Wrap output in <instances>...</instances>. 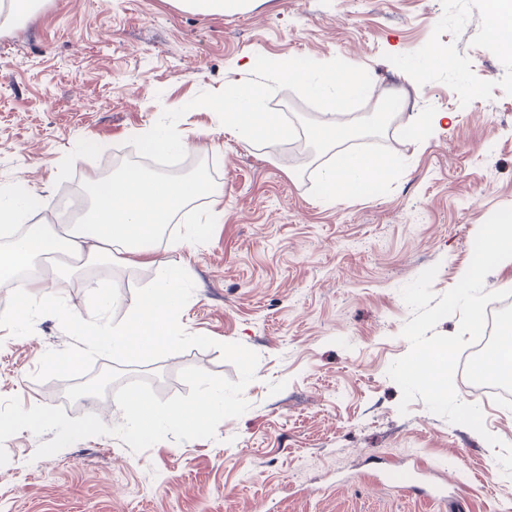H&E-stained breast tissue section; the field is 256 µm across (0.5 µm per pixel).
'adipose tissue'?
I'll return each instance as SVG.
<instances>
[{
    "label": "adipose tissue",
    "mask_w": 512,
    "mask_h": 512,
    "mask_svg": "<svg viewBox=\"0 0 512 512\" xmlns=\"http://www.w3.org/2000/svg\"><path fill=\"white\" fill-rule=\"evenodd\" d=\"M207 190V184L197 177L171 181L136 169L106 181L96 179L91 183L88 222L64 233L54 224H23L27 199L1 191L0 222L20 223L24 230L0 250V271L59 251L77 256L116 252L128 264H142L173 215Z\"/></svg>",
    "instance_id": "obj_1"
}]
</instances>
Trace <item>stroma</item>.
<instances>
[{
    "label": "stroma",
    "instance_id": "35a3bbf8",
    "mask_svg": "<svg viewBox=\"0 0 512 512\" xmlns=\"http://www.w3.org/2000/svg\"><path fill=\"white\" fill-rule=\"evenodd\" d=\"M492 10L493 0H251L211 16L173 0H42L35 20L0 30V187L30 196L26 223L61 224L63 197L88 192L117 155L140 156L137 130L182 106L178 131L204 149L177 159L210 162L222 194L173 218L152 265L40 256L34 269L48 282L64 273L62 296L86 319L101 280L119 281L125 301L159 264L178 261L195 284L182 327L259 356L248 410L212 440L169 438L135 453L102 435L40 458L53 432L13 435L1 446L0 512H512L495 448L422 401L400 413L387 374L409 350L401 288L434 266V293L452 289L480 226L512 206V52L486 33ZM433 49L452 68L433 66ZM259 55L366 69L372 88L358 118L373 113V99L404 93L382 139L407 163L389 193L322 204L311 187L328 155L299 164L301 140L250 146L214 112L188 109ZM422 110L449 113L447 131L421 141L411 116ZM215 204L220 223L192 237ZM174 241L181 249L170 250ZM70 342L48 315L27 336L0 329V403L15 396L82 416L60 396L73 381L35 377L44 353ZM190 366L238 377L215 348L142 369L159 376L165 400L188 394L179 373ZM455 387L481 408L488 432L512 443V408L469 389L466 374ZM404 460L444 472L454 503L409 493Z\"/></svg>",
    "mask_w": 512,
    "mask_h": 512
}]
</instances>
